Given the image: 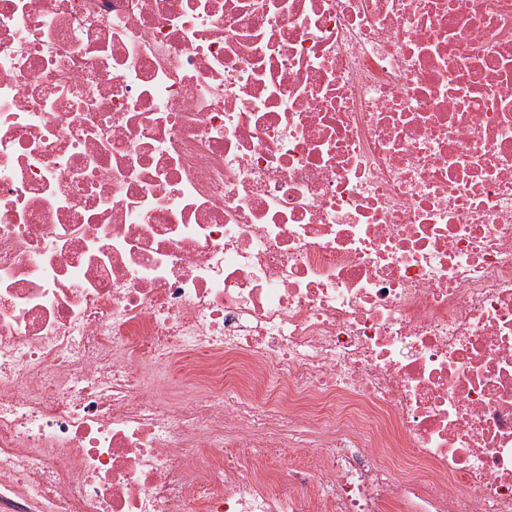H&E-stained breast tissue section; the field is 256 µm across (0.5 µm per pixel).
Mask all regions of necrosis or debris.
Masks as SVG:
<instances>
[{"instance_id":"1","label":"necrosis or debris","mask_w":512,"mask_h":512,"mask_svg":"<svg viewBox=\"0 0 512 512\" xmlns=\"http://www.w3.org/2000/svg\"><path fill=\"white\" fill-rule=\"evenodd\" d=\"M0 512H512V0H0Z\"/></svg>"}]
</instances>
